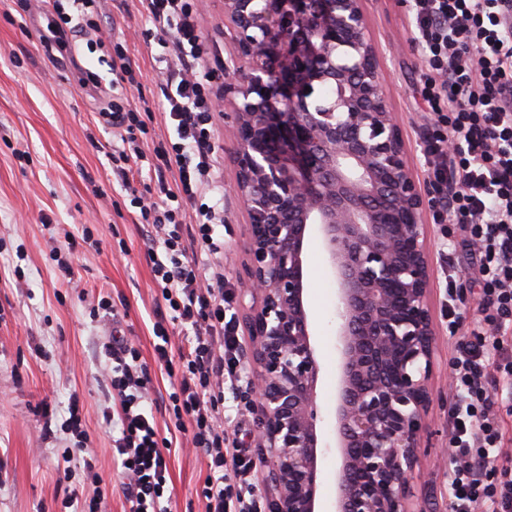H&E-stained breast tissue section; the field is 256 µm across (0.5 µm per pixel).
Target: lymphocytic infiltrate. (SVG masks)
I'll return each instance as SVG.
<instances>
[{
    "instance_id": "1",
    "label": "lymphocytic infiltrate",
    "mask_w": 512,
    "mask_h": 512,
    "mask_svg": "<svg viewBox=\"0 0 512 512\" xmlns=\"http://www.w3.org/2000/svg\"><path fill=\"white\" fill-rule=\"evenodd\" d=\"M59 20L77 36L100 35L109 0H72ZM160 34L168 132L148 143L151 108L132 107L121 94L138 86L125 44L112 42V85L117 94L99 111L111 140L112 174L131 189L133 164L152 161L156 175L146 196H133L147 224L149 260L157 290L152 332L154 360L174 383L169 407L177 431L190 436L207 475L201 489L205 512H261L255 498L256 464L224 428V387L239 385L240 340L226 317L224 272H204L200 255L224 252V199L215 147L216 107L211 98L221 68L206 67L212 47L204 37L198 0H138ZM416 39L431 70L421 95L444 129L423 154L427 171L452 185L449 219L475 248L473 269L481 307L490 320H474L457 342L452 362L456 400L448 446L457 459L448 475L450 512H512V437L499 398L512 394V0H409ZM187 333L171 343L170 327ZM110 386L119 408L112 418L114 453L127 477L128 512H169L164 492L170 477L164 457L172 442L159 434L149 397L150 379L139 350L111 337ZM80 400L71 396L63 427L75 442L70 458L83 461L95 485L92 495L69 497L68 512H101V478L85 458Z\"/></svg>"
}]
</instances>
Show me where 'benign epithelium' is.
<instances>
[{
    "instance_id": "benign-epithelium-1",
    "label": "benign epithelium",
    "mask_w": 512,
    "mask_h": 512,
    "mask_svg": "<svg viewBox=\"0 0 512 512\" xmlns=\"http://www.w3.org/2000/svg\"><path fill=\"white\" fill-rule=\"evenodd\" d=\"M224 29L237 59L225 131L247 215L243 399L272 490L265 512H320L333 448L332 512H429L412 506L409 479L434 370L425 217L448 184L409 166L363 0H224ZM322 86L336 96L317 100ZM312 235L336 290L329 439L307 302Z\"/></svg>"
}]
</instances>
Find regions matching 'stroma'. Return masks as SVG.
Here are the masks:
<instances>
[{"instance_id":"1","label":"stroma","mask_w":512,"mask_h":512,"mask_svg":"<svg viewBox=\"0 0 512 512\" xmlns=\"http://www.w3.org/2000/svg\"><path fill=\"white\" fill-rule=\"evenodd\" d=\"M371 34L383 63L390 104L402 127L408 159L418 179H425L422 147L435 116L420 95L427 65L413 30L407 0H365ZM61 5L43 8L25 0H0V512H64L67 492L92 493L84 473L59 484L71 447L61 425L71 394H78L87 447L103 479L102 512H124L126 477L112 453V426L103 411L112 396L99 369L107 360L105 332L89 312L109 298L118 312L114 329L138 347L151 379L150 396L161 436H168L164 409L171 380L153 357L156 306L147 242L138 224V208L112 178V162L103 147L108 137L98 129V103L81 84V68L103 81L112 78L109 45L82 46L79 60L70 55L48 61L39 36L57 19ZM201 28L221 61L235 54L224 35V0H202ZM113 34L125 37L128 53L142 72L141 92L154 105L164 100L155 77L156 30L138 11L135 0L112 13ZM216 146L224 191V286L229 311L241 316L237 296L245 261L246 215L232 187L233 146L217 134ZM90 226L93 244H81L71 256L72 275L63 279L51 254L52 240L80 234ZM433 288L430 303L437 336L432 432L423 458L424 473L415 478L416 493L430 496L436 512L448 505V364L462 329L480 317L478 306L460 310L461 330L448 329L449 285L474 288L469 256L460 229L443 236L431 224ZM319 239L307 244L308 299L317 318L322 363L319 389L323 407L334 405L336 380L334 331L330 322L335 286L320 256ZM52 417H44L43 404ZM171 512H205L200 490L207 471L187 435L167 457Z\"/></svg>"}]
</instances>
